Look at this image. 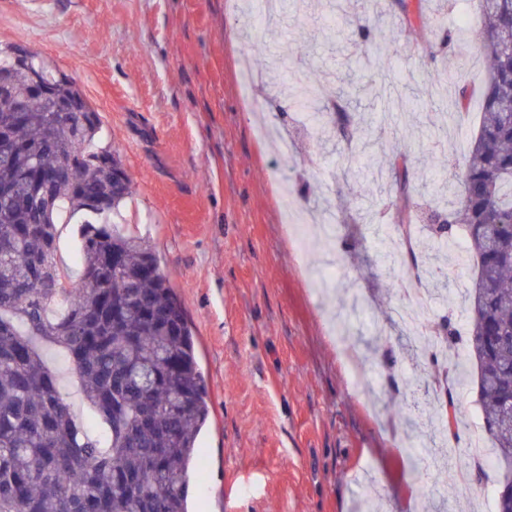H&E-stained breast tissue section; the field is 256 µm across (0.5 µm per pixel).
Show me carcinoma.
<instances>
[{"label": "carcinoma", "mask_w": 512, "mask_h": 512, "mask_svg": "<svg viewBox=\"0 0 512 512\" xmlns=\"http://www.w3.org/2000/svg\"><path fill=\"white\" fill-rule=\"evenodd\" d=\"M478 49L487 59L483 111L468 157L454 174L451 207L434 205L430 239L448 248L465 238L476 260L465 302L469 357L491 465L512 458V0H479ZM0 91V136L14 150L0 161V512H189L188 489L209 416L206 382L184 307L160 272L155 252L117 232L108 216L130 194L120 159L93 147L96 111L71 114L67 127L31 101L24 69ZM61 100L82 97L75 82L54 80ZM293 103L310 109L318 129L359 133L346 106L323 88L305 87ZM57 179L39 192L32 174ZM395 223L414 224L409 167L394 154ZM81 215L79 278L57 262L62 213ZM453 347V313L421 332ZM60 349L77 378L98 433L75 418L42 347ZM453 376L442 431L457 436L454 391L468 370L431 358Z\"/></svg>", "instance_id": "obj_1"}]
</instances>
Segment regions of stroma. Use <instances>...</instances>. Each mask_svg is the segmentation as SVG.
<instances>
[{"label": "stroma", "instance_id": "35a3bbf8", "mask_svg": "<svg viewBox=\"0 0 512 512\" xmlns=\"http://www.w3.org/2000/svg\"><path fill=\"white\" fill-rule=\"evenodd\" d=\"M306 3L280 10L281 30L252 54L257 90L239 67L250 18L225 0H0V47L75 79L102 116L97 146L132 179L111 220L153 247L210 398L192 512H484L497 468L461 486L447 456L398 452L401 437L430 439L437 402L399 320L400 256L385 232L390 156H410L411 194L426 202L468 153L485 70L477 0H409L417 50L397 56L390 38L403 15L383 0ZM449 31L456 54L431 60L427 45ZM438 65L454 73L439 90ZM287 81L343 88L361 135H314ZM327 257L340 271L330 304L314 278ZM443 273L432 312H453L467 331L461 290L473 271L450 263ZM347 345L367 380L360 392Z\"/></svg>", "mask_w": 512, "mask_h": 512}]
</instances>
